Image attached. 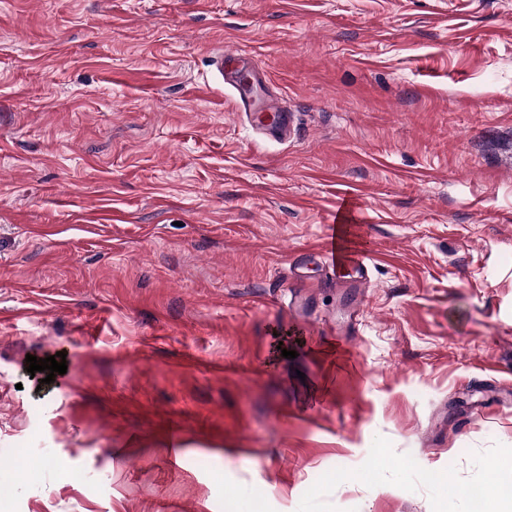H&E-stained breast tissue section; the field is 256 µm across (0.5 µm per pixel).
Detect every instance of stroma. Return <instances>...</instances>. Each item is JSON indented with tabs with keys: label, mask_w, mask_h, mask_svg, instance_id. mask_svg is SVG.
<instances>
[{
	"label": "stroma",
	"mask_w": 512,
	"mask_h": 512,
	"mask_svg": "<svg viewBox=\"0 0 512 512\" xmlns=\"http://www.w3.org/2000/svg\"><path fill=\"white\" fill-rule=\"evenodd\" d=\"M220 46L287 140L234 111ZM346 195L354 288L317 250ZM18 449L0 512H468L474 485L500 512L512 0H0ZM258 119V128L264 134L273 138H282L288 135L291 125L290 112L283 108H273L271 112H254Z\"/></svg>",
	"instance_id": "obj_1"
}]
</instances>
